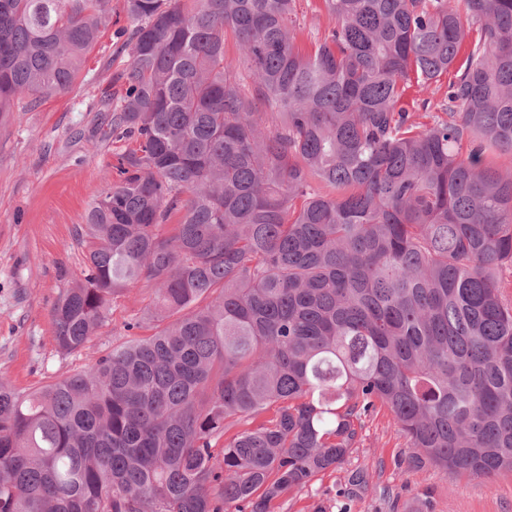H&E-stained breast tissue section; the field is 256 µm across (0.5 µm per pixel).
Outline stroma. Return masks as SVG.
Segmentation results:
<instances>
[{"instance_id":"1","label":"stroma","mask_w":512,"mask_h":512,"mask_svg":"<svg viewBox=\"0 0 512 512\" xmlns=\"http://www.w3.org/2000/svg\"><path fill=\"white\" fill-rule=\"evenodd\" d=\"M124 0H112V21L88 53L72 90L38 106H19L0 126V375L29 393L94 364L123 336L154 332L145 314L153 291L139 284L114 296L105 322L80 351L65 353L53 340L52 310L81 278L88 246L77 229L93 194L116 178L122 146L112 141L108 95L122 90L128 55L117 36L129 21ZM410 445L392 415L368 418L358 448L335 472L290 492L275 512H512V474L493 484L408 466ZM364 471L367 489L348 491L351 471Z\"/></svg>"}]
</instances>
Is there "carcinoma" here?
<instances>
[{
	"label": "carcinoma",
	"instance_id": "obj_1",
	"mask_svg": "<svg viewBox=\"0 0 512 512\" xmlns=\"http://www.w3.org/2000/svg\"><path fill=\"white\" fill-rule=\"evenodd\" d=\"M295 2L124 0L127 147L53 339L139 283L154 333L27 394L0 376V512H271L383 408L409 465L512 472V0H322L309 50ZM111 19L0 0V119L68 92ZM449 76L443 77V79L436 85H432L428 91L422 90L421 88L414 86L411 89L410 102L414 101L415 104H421L423 100L428 99L430 103L427 109L423 110L421 107H416V112H438L436 104L445 96L448 90V78Z\"/></svg>",
	"mask_w": 512,
	"mask_h": 512
}]
</instances>
